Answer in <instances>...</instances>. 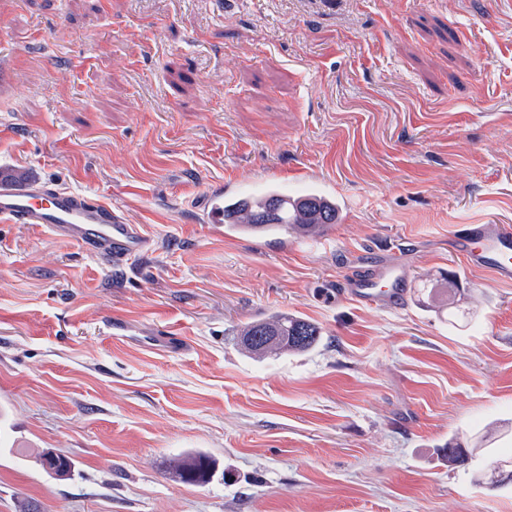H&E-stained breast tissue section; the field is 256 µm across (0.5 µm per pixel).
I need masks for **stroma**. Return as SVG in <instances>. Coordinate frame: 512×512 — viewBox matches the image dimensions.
Listing matches in <instances>:
<instances>
[{
    "mask_svg": "<svg viewBox=\"0 0 512 512\" xmlns=\"http://www.w3.org/2000/svg\"><path fill=\"white\" fill-rule=\"evenodd\" d=\"M0 78V169L153 244L115 267L0 219V512H512L484 479L512 454V283L453 249L512 224V0H0ZM271 184L337 224L203 223L208 188ZM388 261L405 304L354 302ZM277 313L318 347L245 353ZM194 452L202 486L173 473ZM214 461L206 454L198 453L174 462L176 477L183 483L201 485L208 482L209 473L213 472Z\"/></svg>",
    "mask_w": 512,
    "mask_h": 512,
    "instance_id": "35a3bbf8",
    "label": "stroma"
}]
</instances>
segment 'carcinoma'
I'll list each match as a JSON object with an SVG mask.
<instances>
[{
    "mask_svg": "<svg viewBox=\"0 0 512 512\" xmlns=\"http://www.w3.org/2000/svg\"><path fill=\"white\" fill-rule=\"evenodd\" d=\"M336 202L310 191L292 198L275 187L259 195L234 198L224 203V223L247 234L263 237L317 235L338 220ZM240 345L254 358L272 353H302L315 348L321 341L320 328L288 314H275L246 325L239 333ZM448 465L464 466L472 459V451L459 444H448ZM214 461L198 453L174 462L173 470L182 482L201 485L208 482Z\"/></svg>",
    "mask_w": 512,
    "mask_h": 512,
    "instance_id": "1",
    "label": "carcinoma"
}]
</instances>
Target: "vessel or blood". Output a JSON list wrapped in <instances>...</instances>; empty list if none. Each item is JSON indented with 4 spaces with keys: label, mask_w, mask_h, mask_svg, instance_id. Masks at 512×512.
Segmentation results:
<instances>
[{
    "label": "vessel or blood",
    "mask_w": 512,
    "mask_h": 512,
    "mask_svg": "<svg viewBox=\"0 0 512 512\" xmlns=\"http://www.w3.org/2000/svg\"><path fill=\"white\" fill-rule=\"evenodd\" d=\"M203 221H224V190L206 191ZM0 218L16 224H40L78 242L98 258L125 265L149 251L150 240L126 223L111 206L42 181H19L0 173ZM458 253L473 268L489 271L496 280H512V224H470L454 237ZM404 270L378 264L350 276L348 292L360 304L395 308L405 300Z\"/></svg>",
    "instance_id": "vessel-or-blood-1"
}]
</instances>
